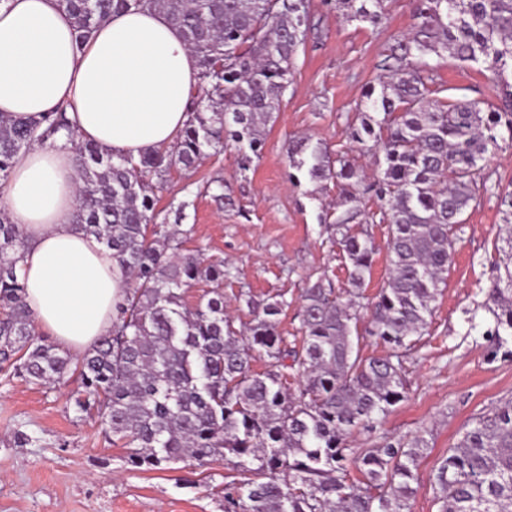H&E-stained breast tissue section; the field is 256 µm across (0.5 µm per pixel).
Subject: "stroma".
<instances>
[{
  "label": "stroma",
  "instance_id": "35a3bbf8",
  "mask_svg": "<svg viewBox=\"0 0 512 512\" xmlns=\"http://www.w3.org/2000/svg\"><path fill=\"white\" fill-rule=\"evenodd\" d=\"M319 32L299 51L292 80L262 154L242 169L234 145L204 157L191 177L172 172L157 209L161 222L180 223L184 247L204 260L223 261L233 276L224 283L235 324L248 322L256 303L285 295L280 316L285 336L300 333L301 290L308 275H324L333 288L348 286V268L326 223L340 209L335 181L292 182L288 143L306 139L329 154L355 157L372 173L373 157L358 153L348 123L362 94L378 74L388 42L408 34L415 20L408 0H389L380 28L344 22L319 10ZM436 96L494 104L499 90L481 66L452 58L437 63ZM221 177L232 202L215 201L208 185ZM187 201L183 219L171 200ZM456 232L445 286L435 302L428 332L409 363L403 401L374 431L354 434L349 445L370 448L383 438L423 434L429 447L420 461L411 512H438L432 475L462 432L476 418L512 403V360L490 358L480 333L493 324L483 307L490 266L502 244L498 200L482 195ZM75 382L43 387L0 377V512H224L228 463L179 469L127 471L121 446L104 438L96 415L76 413ZM30 441L17 445V432Z\"/></svg>",
  "mask_w": 512,
  "mask_h": 512
}]
</instances>
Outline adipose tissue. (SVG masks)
I'll list each match as a JSON object with an SVG mask.
<instances>
[{
  "label": "adipose tissue",
  "mask_w": 512,
  "mask_h": 512,
  "mask_svg": "<svg viewBox=\"0 0 512 512\" xmlns=\"http://www.w3.org/2000/svg\"><path fill=\"white\" fill-rule=\"evenodd\" d=\"M197 74L195 53L161 12L121 13L81 45L57 0H0L2 119L67 104L79 139L136 157L174 142ZM66 139L16 158L0 206L29 241L21 277L35 322L80 353L109 334L124 278L110 251L73 224L79 181Z\"/></svg>",
  "instance_id": "1"
}]
</instances>
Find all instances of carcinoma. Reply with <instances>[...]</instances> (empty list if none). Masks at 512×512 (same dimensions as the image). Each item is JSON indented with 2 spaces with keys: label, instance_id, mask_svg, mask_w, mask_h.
Here are the masks:
<instances>
[{
  "label": "carcinoma",
  "instance_id": "cac0c4a2",
  "mask_svg": "<svg viewBox=\"0 0 512 512\" xmlns=\"http://www.w3.org/2000/svg\"><path fill=\"white\" fill-rule=\"evenodd\" d=\"M57 2L81 45L116 13L165 14L196 54L199 82L175 143L138 159L80 142L64 105L38 121L0 122L1 190L18 154L68 132L81 183L73 223L112 251L125 275L110 333L72 363L35 334L18 270L26 235L1 210L0 374L35 385L77 375L76 410L96 412L105 434L123 442L130 471L233 459L240 478L224 485V512H409L425 437L357 451L347 439L376 428L403 400L406 363L447 279L454 230L477 180L490 191L485 170L500 143L512 144V0H410L412 31L387 44L382 73L348 122L359 150L382 157L371 180L306 139L289 146L290 167L312 182L336 181L345 210L333 232L349 272L343 295L323 277H307L301 336L291 343L279 330L288 307L280 294L260 306L239 294L252 318L234 327L224 308L230 270L184 252L175 225L156 222V205L173 168L191 169L229 143L244 169L260 158L298 52L318 30L312 0ZM320 2L347 22L379 28L386 20V0ZM447 55L484 67L499 103L485 112L476 102L432 97V60ZM367 196L378 211L361 208ZM498 198L507 248L480 293L494 320L484 333L490 352L512 358V191ZM357 222L388 228V280L362 326L358 299L375 246ZM199 282L211 288L190 310L185 293ZM371 340L386 352L363 357ZM258 354L271 369H252ZM350 464L361 478L350 479ZM432 484L440 512H512V406L465 428Z\"/></svg>",
  "mask_w": 512,
  "mask_h": 512
}]
</instances>
